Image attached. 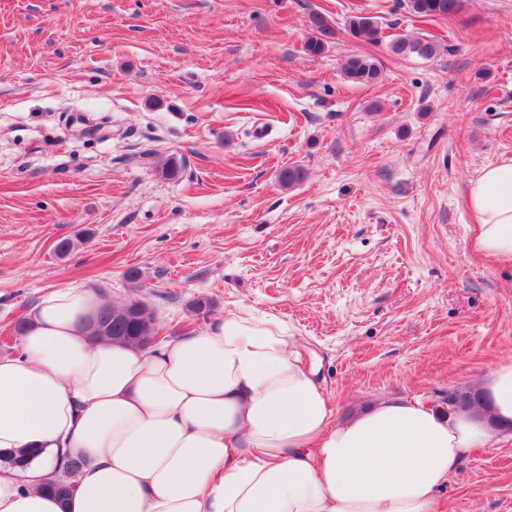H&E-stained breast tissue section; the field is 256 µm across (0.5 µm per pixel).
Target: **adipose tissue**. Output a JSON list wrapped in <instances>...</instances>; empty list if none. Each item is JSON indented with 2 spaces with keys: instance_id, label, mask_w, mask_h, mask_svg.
I'll return each mask as SVG.
<instances>
[{
  "instance_id": "ef3b65f1",
  "label": "adipose tissue",
  "mask_w": 512,
  "mask_h": 512,
  "mask_svg": "<svg viewBox=\"0 0 512 512\" xmlns=\"http://www.w3.org/2000/svg\"><path fill=\"white\" fill-rule=\"evenodd\" d=\"M467 195L474 247L512 263V160ZM90 289L48 290L0 356V512H438L494 427L512 426V360L480 411L382 399L336 420L287 326L243 309L141 348L91 341ZM81 457L75 490L42 489Z\"/></svg>"
}]
</instances>
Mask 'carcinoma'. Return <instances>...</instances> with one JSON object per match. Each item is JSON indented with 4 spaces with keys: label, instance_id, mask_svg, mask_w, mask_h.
Wrapping results in <instances>:
<instances>
[{
    "label": "carcinoma",
    "instance_id": "1",
    "mask_svg": "<svg viewBox=\"0 0 512 512\" xmlns=\"http://www.w3.org/2000/svg\"><path fill=\"white\" fill-rule=\"evenodd\" d=\"M463 0H406L408 9L421 17L448 18L458 14L462 9ZM309 26L313 36L304 44L305 52L310 56L321 54L330 39L336 36V30L330 17L319 11L309 17ZM346 33L357 40L377 42L381 40L380 28L372 17L357 14L350 17L346 25ZM391 51L400 56L415 55L424 59H432L439 53L438 43L429 37L397 38L390 44ZM344 76L351 82L370 85L378 81L380 68L370 57L351 55L342 64ZM307 177V170L301 165L283 168L278 175L280 183L287 187L302 184ZM89 333L95 339L108 338L115 342L149 348L157 339L155 316L148 306L141 301L130 300L122 306L102 305L96 317L90 322ZM85 466L80 457L70 459L64 474L52 477L46 483V489L58 497L65 499L74 491V484L69 477L78 473Z\"/></svg>",
    "mask_w": 512,
    "mask_h": 512
}]
</instances>
